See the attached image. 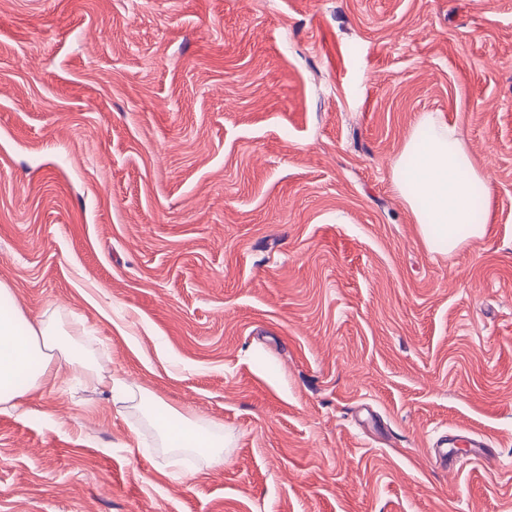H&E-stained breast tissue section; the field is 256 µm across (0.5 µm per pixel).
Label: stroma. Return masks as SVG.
Wrapping results in <instances>:
<instances>
[{"instance_id": "1", "label": "stroma", "mask_w": 512, "mask_h": 512, "mask_svg": "<svg viewBox=\"0 0 512 512\" xmlns=\"http://www.w3.org/2000/svg\"><path fill=\"white\" fill-rule=\"evenodd\" d=\"M427 112L489 182L449 255ZM0 282L132 388L0 412V512H512V0H0ZM431 132L421 137L419 128ZM393 184L419 224L432 252L449 254L488 233L490 191L487 176L474 165L457 128L424 114L392 166ZM485 192V218L474 219V190ZM152 415L156 426L162 432L166 447L192 449L204 456L210 467H223V436L209 435L198 429L182 413L162 403L156 405Z\"/></svg>"}]
</instances>
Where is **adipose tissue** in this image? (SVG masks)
<instances>
[{
	"mask_svg": "<svg viewBox=\"0 0 512 512\" xmlns=\"http://www.w3.org/2000/svg\"><path fill=\"white\" fill-rule=\"evenodd\" d=\"M427 136L412 134L392 166L393 184L414 215L429 250L449 254L468 241L483 239L487 221H476L474 190L487 187V176L474 165L462 134L433 114L419 122ZM58 325L48 317L26 318L11 288L0 282V411L17 409L33 388L52 384L55 352L71 363L86 364L75 346H57ZM167 447L189 448L210 467L224 465L225 439L198 429L182 413L165 404L152 412Z\"/></svg>",
	"mask_w": 512,
	"mask_h": 512,
	"instance_id": "ef3b65f1",
	"label": "adipose tissue"
}]
</instances>
